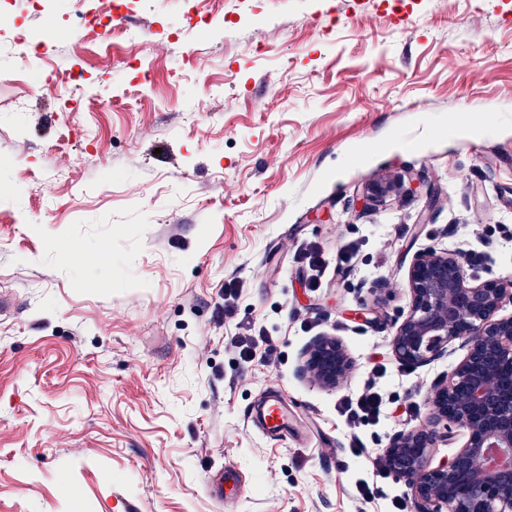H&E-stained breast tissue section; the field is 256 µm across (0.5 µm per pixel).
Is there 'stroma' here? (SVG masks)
Returning <instances> with one entry per match:
<instances>
[{
    "instance_id": "stroma-1",
    "label": "stroma",
    "mask_w": 512,
    "mask_h": 512,
    "mask_svg": "<svg viewBox=\"0 0 512 512\" xmlns=\"http://www.w3.org/2000/svg\"><path fill=\"white\" fill-rule=\"evenodd\" d=\"M75 3L0 0V512H391L402 484L355 480L465 355L395 360L413 255L512 277V0H206L203 29L189 0H124L83 43ZM250 322L261 362L230 345ZM323 334L356 362L333 391L296 374ZM370 386L352 427L336 405ZM272 389L297 436L251 426ZM383 404L382 394L369 387L355 399H343L338 409L352 423L368 422L379 417Z\"/></svg>"
}]
</instances>
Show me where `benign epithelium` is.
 <instances>
[{
  "instance_id": "obj_1",
  "label": "benign epithelium",
  "mask_w": 512,
  "mask_h": 512,
  "mask_svg": "<svg viewBox=\"0 0 512 512\" xmlns=\"http://www.w3.org/2000/svg\"><path fill=\"white\" fill-rule=\"evenodd\" d=\"M410 302L391 323V346L402 365H428L459 342L466 353L430 386L426 422L393 434L388 473L406 489L414 512H512V278L479 281L461 258L427 247L407 273ZM355 361L342 340L322 335L302 353L298 376L325 390L340 388ZM463 435L459 450L433 463L438 443Z\"/></svg>"
}]
</instances>
